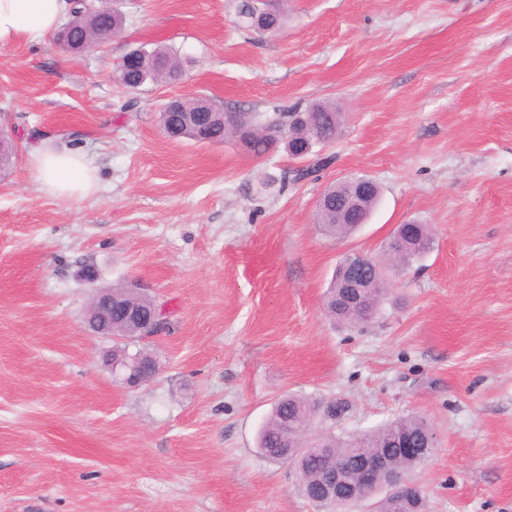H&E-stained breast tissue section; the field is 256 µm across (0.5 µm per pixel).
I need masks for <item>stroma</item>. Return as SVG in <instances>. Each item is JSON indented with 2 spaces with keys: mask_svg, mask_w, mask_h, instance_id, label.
<instances>
[{
  "mask_svg": "<svg viewBox=\"0 0 512 512\" xmlns=\"http://www.w3.org/2000/svg\"><path fill=\"white\" fill-rule=\"evenodd\" d=\"M266 3L288 9L275 36L238 29L235 0H114L122 32L84 55L0 48V129L18 146L0 176V512H318L256 446L286 393L350 400L343 438L425 418L426 512H512V0ZM159 44L185 59L179 81L115 82ZM186 95L264 117L332 103L334 161L296 182L284 145L169 139L159 114ZM63 136L97 166L96 194L31 179V145ZM362 175L382 192L369 223L322 234L323 190ZM411 222L431 225L430 251L386 264L372 321H334L343 255L384 261ZM117 283L168 319L137 387L84 323Z\"/></svg>",
  "mask_w": 512,
  "mask_h": 512,
  "instance_id": "35a3bbf8",
  "label": "stroma"
}]
</instances>
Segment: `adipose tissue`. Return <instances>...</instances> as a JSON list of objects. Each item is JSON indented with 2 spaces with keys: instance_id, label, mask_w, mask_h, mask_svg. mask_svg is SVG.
Listing matches in <instances>:
<instances>
[{
  "instance_id": "ef3b65f1",
  "label": "adipose tissue",
  "mask_w": 512,
  "mask_h": 512,
  "mask_svg": "<svg viewBox=\"0 0 512 512\" xmlns=\"http://www.w3.org/2000/svg\"><path fill=\"white\" fill-rule=\"evenodd\" d=\"M67 15V0H0V47L43 42ZM28 170L39 189L53 197L83 198L100 187L95 165L74 149L33 145Z\"/></svg>"
}]
</instances>
